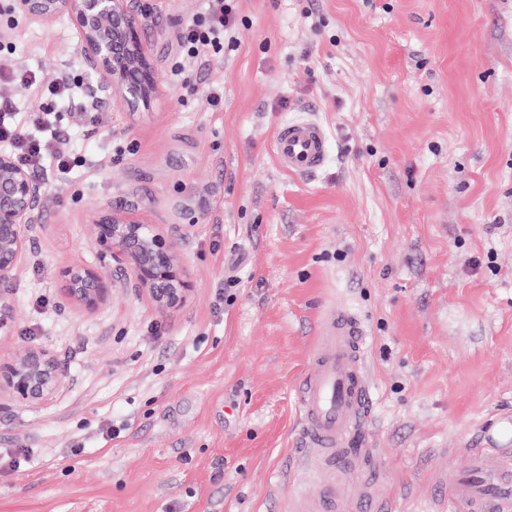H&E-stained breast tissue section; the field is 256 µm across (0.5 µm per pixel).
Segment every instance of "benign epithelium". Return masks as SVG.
Wrapping results in <instances>:
<instances>
[{
	"label": "benign epithelium",
	"instance_id": "obj_1",
	"mask_svg": "<svg viewBox=\"0 0 512 512\" xmlns=\"http://www.w3.org/2000/svg\"><path fill=\"white\" fill-rule=\"evenodd\" d=\"M12 10L44 25L61 16L73 22L84 62L96 75L85 88L91 103L101 99L149 106L159 94L153 60L140 36L146 17L134 0H13ZM46 183L0 151V282L17 271L29 231L38 223ZM99 259L123 271L162 311L179 309L191 283L176 261L173 241L135 212L96 209L91 216ZM68 296L87 310L110 292L90 265L65 267ZM65 373L55 357L30 347L0 359V394L26 405L43 404L63 386Z\"/></svg>",
	"mask_w": 512,
	"mask_h": 512
}]
</instances>
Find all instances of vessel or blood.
<instances>
[{
  "label": "vessel or blood",
  "instance_id": "obj_1",
  "mask_svg": "<svg viewBox=\"0 0 512 512\" xmlns=\"http://www.w3.org/2000/svg\"><path fill=\"white\" fill-rule=\"evenodd\" d=\"M327 144L321 124L297 119L279 128L273 151L281 169L309 175L324 167ZM366 338V326L351 308L333 303L324 309L298 388L301 453L318 481L311 492L295 497L291 512H358L368 503L375 512H386L374 485L356 476L373 456L359 440L369 415ZM453 457L463 464L451 474ZM429 482L435 512H512V448L470 438L459 447L439 449Z\"/></svg>",
  "mask_w": 512,
  "mask_h": 512
}]
</instances>
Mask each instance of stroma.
Wrapping results in <instances>:
<instances>
[{"mask_svg": "<svg viewBox=\"0 0 512 512\" xmlns=\"http://www.w3.org/2000/svg\"><path fill=\"white\" fill-rule=\"evenodd\" d=\"M162 93L59 113L86 156L51 180L6 287L0 357L38 346L55 396L0 398V512H288L297 387L326 303L356 311L387 512H432V449L487 433L512 445V0H238L234 49L192 88L170 78L177 23L204 0H137ZM92 76L68 18L0 0V72ZM224 89L210 105L205 86ZM328 134L312 175L282 170L280 125ZM133 209L173 240L193 285L157 310L102 265L89 209ZM110 293L74 304L61 271ZM124 433L104 440L111 421ZM62 279L70 299L87 310L97 308L110 292L99 273L88 264L76 263L65 267Z\"/></svg>", "mask_w": 512, "mask_h": 512, "instance_id": "1", "label": "stroma"}]
</instances>
